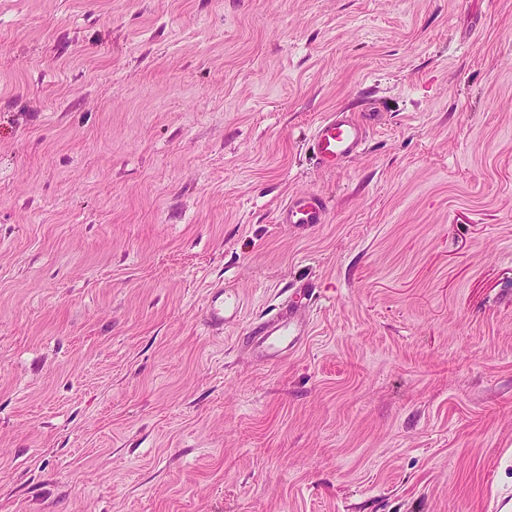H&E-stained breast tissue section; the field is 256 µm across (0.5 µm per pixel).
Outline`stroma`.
<instances>
[{
  "label": "stroma",
  "instance_id": "35a3bbf8",
  "mask_svg": "<svg viewBox=\"0 0 512 512\" xmlns=\"http://www.w3.org/2000/svg\"><path fill=\"white\" fill-rule=\"evenodd\" d=\"M333 110L370 137L331 172ZM309 192L325 223H277ZM505 498L512 0H0V512ZM368 131L367 122L349 112H327L312 129L308 149L320 168L336 171L364 151ZM311 289L302 286L299 292L302 298L285 301L277 312L253 324L247 342L259 357L280 361L299 349L303 336L310 335L317 300ZM241 301L238 296H230L224 299V289L216 288L210 293L206 324L215 333L224 330V314L227 311L236 312L240 309Z\"/></svg>",
  "mask_w": 512,
  "mask_h": 512
}]
</instances>
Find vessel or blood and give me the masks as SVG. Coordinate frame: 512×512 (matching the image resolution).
Segmentation results:
<instances>
[{
    "label": "vessel or blood",
    "mask_w": 512,
    "mask_h": 512,
    "mask_svg": "<svg viewBox=\"0 0 512 512\" xmlns=\"http://www.w3.org/2000/svg\"><path fill=\"white\" fill-rule=\"evenodd\" d=\"M367 122L344 111L324 113L308 139V149L316 164L335 171L364 151L368 142ZM328 214L327 200L316 193L295 194L280 208L281 224H322ZM296 300L285 301L270 317L253 324L247 342L259 357L279 361L295 353L304 336L310 335L315 311L314 291L302 287ZM239 297L225 296L223 289L211 292L206 324L215 333L224 329V314L238 310Z\"/></svg>",
    "instance_id": "b4317fda"
}]
</instances>
